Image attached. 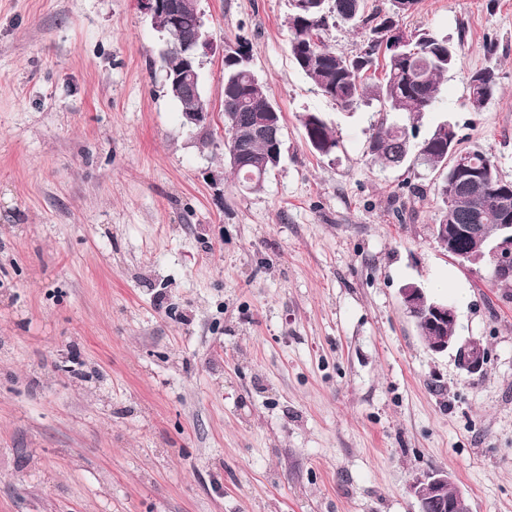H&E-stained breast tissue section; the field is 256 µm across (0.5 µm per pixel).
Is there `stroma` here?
Masks as SVG:
<instances>
[{"label":"stroma","mask_w":512,"mask_h":512,"mask_svg":"<svg viewBox=\"0 0 512 512\" xmlns=\"http://www.w3.org/2000/svg\"><path fill=\"white\" fill-rule=\"evenodd\" d=\"M198 5L218 49L190 127L136 0H0V512H417L434 469L470 512H512V286L435 239L438 171L372 162L379 102L297 69L290 0ZM399 26L459 54L419 137L451 124L511 180L512 0H420ZM241 43L284 133L256 193L224 147ZM448 272L456 334L489 351L473 377L401 304ZM471 104L474 109L482 108L499 90L494 71L484 69L469 77ZM301 125L304 128L307 144L320 155H330L338 146L333 127L319 114L302 115Z\"/></svg>","instance_id":"35a3bbf8"}]
</instances>
